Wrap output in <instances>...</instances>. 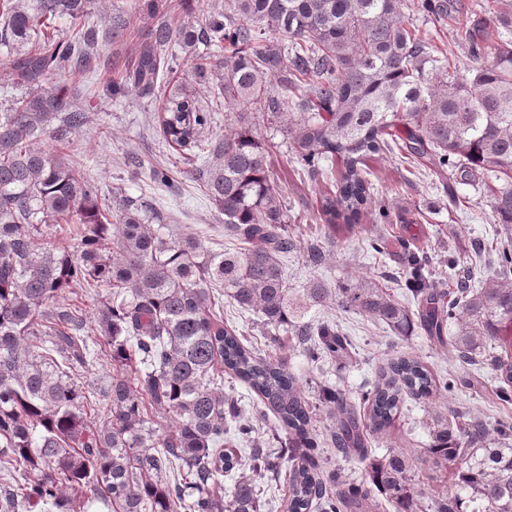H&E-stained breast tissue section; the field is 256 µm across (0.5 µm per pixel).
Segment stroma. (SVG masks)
Segmentation results:
<instances>
[{"instance_id": "stroma-1", "label": "stroma", "mask_w": 512, "mask_h": 512, "mask_svg": "<svg viewBox=\"0 0 512 512\" xmlns=\"http://www.w3.org/2000/svg\"><path fill=\"white\" fill-rule=\"evenodd\" d=\"M409 21L420 29L434 51L447 52L459 71L472 68L467 49L455 43L450 34L437 31L432 20L413 14ZM153 23L152 17L139 16L120 42H100L99 56L91 69L70 76L73 104L90 111L88 124L75 137L78 160L103 195H110L113 187L122 186L127 196L146 206L166 224L171 235L194 233L207 249L214 251L235 247L236 239L224 230L223 213L207 196L201 180L192 175V165L182 148L169 145L153 121L163 104L162 94L145 97L130 92L119 98L112 95L113 80L122 72L142 32ZM256 129L263 141L273 145L268 157L269 172L282 193L287 221L298 240L296 249L281 259L292 292H300L316 279L333 287L368 276L391 288L405 305H413L414 300L404 286L405 251L409 248L427 253L440 272L447 271L449 260H456L461 270L470 272V283L474 286L494 275V257L504 242L505 232L478 187H459L458 194L465 197L466 203L455 205L427 168L407 163L398 151L384 152L371 164V180L377 194L390 204L393 232L388 236L386 248L374 252L365 234L330 241L316 218L319 197L330 190V182L309 179L296 160L290 139L283 133L282 122H271L261 116L256 120ZM156 168L168 173V183L153 179L151 172ZM430 202L436 209L427 213L425 221L401 223L405 210ZM312 243L320 245L326 254L321 265L308 260L307 247ZM214 302L223 307L225 318L234 323L248 344L284 359L301 377L309 397H316L322 389L358 396L374 380L379 366L410 354L418 356L435 376L460 380L459 389L440 403L448 416L459 421L479 416L491 425L501 420L512 421V404H501L496 397L499 373L493 365L462 363L451 347L429 343L424 334L400 337L357 311H346L333 303L318 306L310 310L309 320L335 325L350 339L353 351L348 362L316 366L308 363L291 337L283 336L278 343H269L260 315L229 306L221 295ZM224 387L238 397L243 420L254 426L260 441L269 442L280 435L274 415L264 414L263 403L245 385L228 378ZM426 420V404L408 400L394 426L383 438L374 441L376 453L384 454L392 447L422 454L431 442ZM333 426L328 409L319 408L314 424L318 455L325 466L341 471L348 481L361 482L362 463L336 456L327 446L325 439Z\"/></svg>"}]
</instances>
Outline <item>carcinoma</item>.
<instances>
[{
    "instance_id": "cac0c4a2",
    "label": "carcinoma",
    "mask_w": 512,
    "mask_h": 512,
    "mask_svg": "<svg viewBox=\"0 0 512 512\" xmlns=\"http://www.w3.org/2000/svg\"><path fill=\"white\" fill-rule=\"evenodd\" d=\"M142 0L109 16L108 38L123 36ZM460 0H183L201 15L199 28H174L158 17L139 40L114 91L150 95L165 83L157 122L163 138L197 147L210 114L193 81H216L239 128L211 146L216 164L204 186L224 213V228L241 247L209 251L187 233L172 241L128 201L106 205L71 154L88 122L70 99L67 77L90 62L95 0H0V48L12 63L4 81L21 93L0 113V463L36 470L40 480L4 489L0 512L21 506L44 512H87L84 490L110 512H262L263 479L292 463L283 512H423L414 487L423 458L390 448L372 451L399 417L408 395L430 402L454 384L436 379L407 355L381 366L362 394L365 413L338 391L318 395L336 420L331 443L365 464L359 485L326 473L315 454L317 404L284 360L263 357L213 310L209 286L261 315L269 337L294 336L311 362L350 356L334 328H314L309 310L336 301L384 324L398 336L421 330L450 345L465 362L490 360L501 371L498 399L512 404V245L497 253L498 274L474 289L460 277L459 298L431 287L426 254H409L406 287L412 309L367 277L332 289L313 281L288 292L280 256L296 247L281 193L270 179L268 147L255 115L286 119L298 161L315 177L324 164L333 190L320 198V221L331 239H346L370 216L390 223L375 197L369 162L397 148L442 181L445 193L476 183L486 190L498 223L512 234V41L493 33L512 27L500 0H485L457 40L476 66L439 65L404 11L435 21L460 14ZM61 18L67 31L55 29ZM205 50L198 51V45ZM190 49L194 80L173 77L174 46ZM279 89L272 90L273 81ZM309 86L299 97L296 90ZM51 144L44 145V140ZM74 226L77 247L58 251L39 239ZM104 288L92 319L63 302L78 288ZM456 326L445 335L448 323ZM112 362L108 402L99 414L82 390L79 370ZM255 392L288 435L287 448L249 449L247 464L224 449V425L240 417L224 394L216 366ZM173 420L166 431L154 416ZM432 465H457L455 488L432 512H512V423L494 428L480 417L459 423L434 414ZM230 495L210 487L236 467Z\"/></svg>"
}]
</instances>
